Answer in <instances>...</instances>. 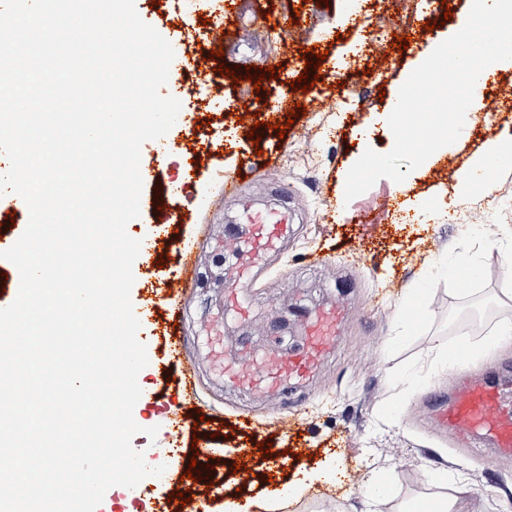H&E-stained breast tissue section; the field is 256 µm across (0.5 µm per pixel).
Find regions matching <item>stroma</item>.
Listing matches in <instances>:
<instances>
[{
	"label": "stroma",
	"instance_id": "stroma-1",
	"mask_svg": "<svg viewBox=\"0 0 512 512\" xmlns=\"http://www.w3.org/2000/svg\"><path fill=\"white\" fill-rule=\"evenodd\" d=\"M410 18L392 15L385 0H245L243 13L224 17L223 63L235 77L248 68L280 66L279 78L260 85L262 127L238 123L240 98L232 83L222 90L196 85L184 69L169 78L197 124L223 130L233 144L222 159L210 158V141L193 142L200 172L177 205L184 221L167 229L172 239L192 241L197 265L178 302L160 303L142 323L138 338L147 348L141 397L133 416L143 428L155 426L156 440L143 433L132 444L167 471L207 468V485L183 481L187 493L206 499L207 512H225L232 502L253 512H278V490L305 479L288 512H310L325 502L346 501L348 512H366L363 492L346 480L358 466L383 473L398 496L385 504L396 512L414 497L429 500L455 494L457 480L471 491L464 512H512V458L494 448L481 451L465 442L430 433L429 397L450 391L454 372L433 377L435 346L453 351L491 341L500 325L512 323V276L503 271L504 250L512 238L497 225H512V159L494 172L495 188L466 185L490 149L512 135V111L483 120V104L497 86L512 85V60L495 63L466 113L465 133L434 152L400 183L383 178L353 200L345 198L346 176L366 149L387 153L394 137L384 112L410 73L445 39L460 30L472 0H451L443 20L434 0H416ZM143 21L169 42L184 24L204 32L214 15L211 0H195L189 15L174 16L135 0ZM269 13L262 22L261 13ZM298 17V26L284 18ZM436 27L425 31L426 21ZM404 36L424 29L419 40L400 51L376 41L378 25ZM327 57L315 73L314 93L325 97L324 111L298 118L277 111L287 87L303 73L305 50ZM291 121L285 135L265 127L268 119ZM256 138H248V131ZM241 172L242 197L259 206L295 212L297 221L280 250L266 260L248 288L247 302L225 299L247 250L241 204L224 199L216 169ZM372 221L360 223L362 214ZM321 255L313 263L312 255ZM479 267L481 276L458 287L455 271ZM414 296L422 313L418 324L400 320L399 304ZM345 310L338 346L321 362L303 388L257 396L219 376L210 363L215 332L224 351L236 353L240 337L252 339L251 352L299 349L301 314L316 316L331 307ZM183 340L179 356L166 345L167 332ZM194 374L182 390L181 372ZM183 432L173 437L169 423ZM208 441V457L193 458V439ZM272 444L291 450L287 467L270 455L253 459L252 476L240 482L233 469L239 448ZM447 478L430 483L428 471ZM137 512H178L168 480L143 479L133 490Z\"/></svg>",
	"mask_w": 512,
	"mask_h": 512
}]
</instances>
